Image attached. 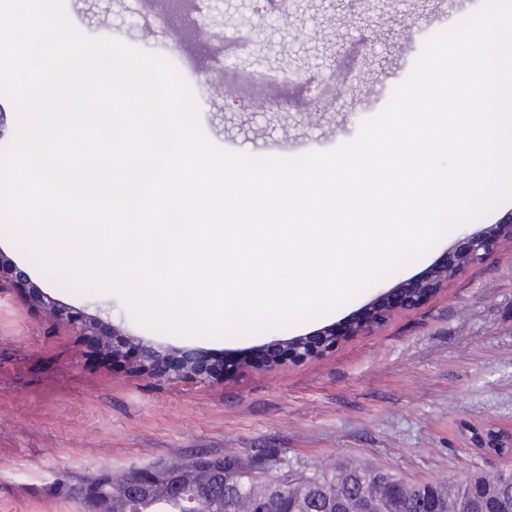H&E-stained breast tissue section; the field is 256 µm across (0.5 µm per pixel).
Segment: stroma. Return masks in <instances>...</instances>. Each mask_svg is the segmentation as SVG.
<instances>
[{"instance_id": "35a3bbf8", "label": "stroma", "mask_w": 512, "mask_h": 512, "mask_svg": "<svg viewBox=\"0 0 512 512\" xmlns=\"http://www.w3.org/2000/svg\"><path fill=\"white\" fill-rule=\"evenodd\" d=\"M481 0H384L373 25L350 27L362 0H224L223 42L147 36L115 11L91 23L74 0L70 22L91 38H117L181 67L207 137L257 157H297L353 139L410 73L424 42ZM223 84L217 99L203 78ZM512 214V200L449 233L414 263L333 312L279 330L222 338L170 336L138 324L111 295L47 286L0 234V254L50 301L49 319L23 288H0V512H84L73 490L91 477L122 479L156 462L204 454L269 476L309 474L363 458L428 482L491 472L497 455L473 432L512 435V241L449 279L420 306L303 361L271 367L252 351L348 323L399 286L430 277L464 239ZM97 316L122 334L196 348L234 362L204 385L169 384L96 353L74 332Z\"/></svg>"}]
</instances>
